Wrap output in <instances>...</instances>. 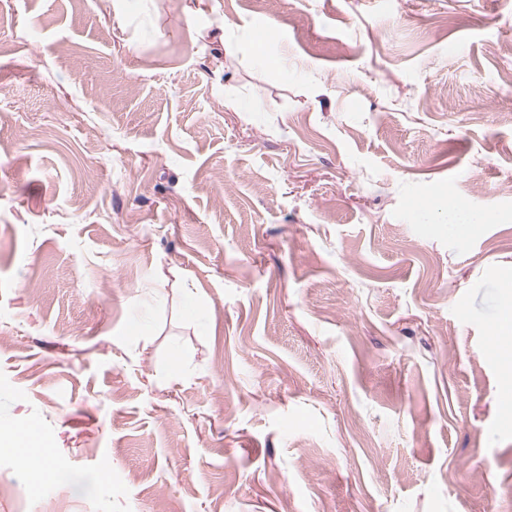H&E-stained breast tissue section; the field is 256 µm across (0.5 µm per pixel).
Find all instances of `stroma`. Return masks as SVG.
<instances>
[{
    "mask_svg": "<svg viewBox=\"0 0 512 512\" xmlns=\"http://www.w3.org/2000/svg\"><path fill=\"white\" fill-rule=\"evenodd\" d=\"M188 3L0 0V512H512V0ZM486 218L473 215L463 204L456 201L448 202V222L456 226H467L471 224H484ZM37 445L40 446L42 443L38 441ZM42 446V448H49V446ZM39 448L41 447L29 448L13 458L21 470L31 473L38 481L42 482L53 478L57 473V448H49V452H42Z\"/></svg>",
    "mask_w": 512,
    "mask_h": 512,
    "instance_id": "1",
    "label": "stroma"
}]
</instances>
